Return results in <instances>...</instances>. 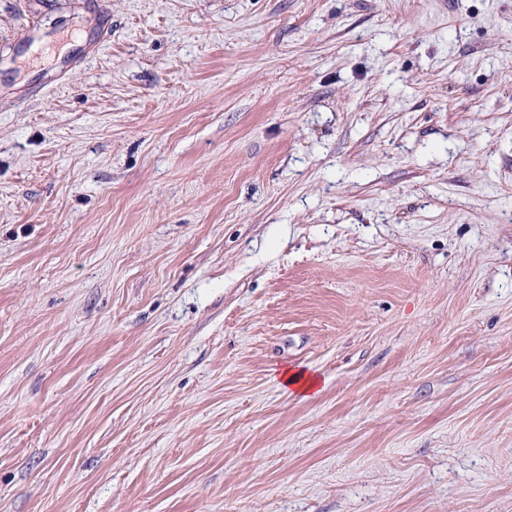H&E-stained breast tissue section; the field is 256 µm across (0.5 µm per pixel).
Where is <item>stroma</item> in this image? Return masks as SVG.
Wrapping results in <instances>:
<instances>
[{
	"label": "stroma",
	"mask_w": 512,
	"mask_h": 512,
	"mask_svg": "<svg viewBox=\"0 0 512 512\" xmlns=\"http://www.w3.org/2000/svg\"><path fill=\"white\" fill-rule=\"evenodd\" d=\"M0 512H512V0H0ZM272 381L284 392L300 394L303 398L316 393L318 380L298 367H281L273 371Z\"/></svg>",
	"instance_id": "1"
}]
</instances>
